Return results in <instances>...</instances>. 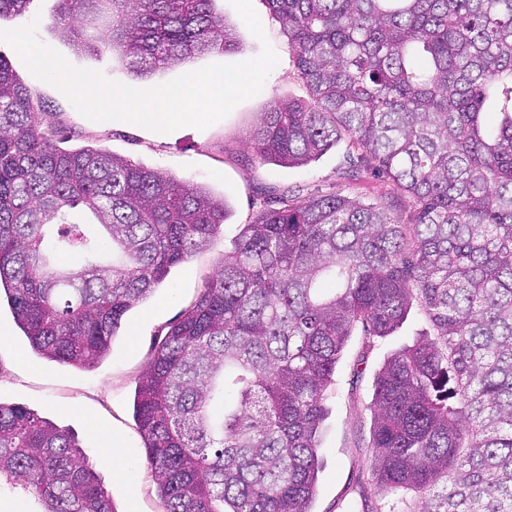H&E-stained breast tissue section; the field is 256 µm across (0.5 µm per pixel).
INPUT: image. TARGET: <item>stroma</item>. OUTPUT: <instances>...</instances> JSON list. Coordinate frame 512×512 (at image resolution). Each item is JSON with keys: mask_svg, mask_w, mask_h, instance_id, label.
I'll use <instances>...</instances> for the list:
<instances>
[{"mask_svg": "<svg viewBox=\"0 0 512 512\" xmlns=\"http://www.w3.org/2000/svg\"><path fill=\"white\" fill-rule=\"evenodd\" d=\"M264 35L256 37L229 0H214L213 8L235 34L237 47L225 53L197 56L191 67H172L147 76L130 72L125 61L98 49L101 30L85 28L86 48L72 46L48 27L58 0H32L27 12L7 22L13 30L36 23L38 39L77 68L102 72L110 80L150 89L210 64H231L257 57L270 44L278 57L256 96L237 105L212 126L182 127L160 133L121 120L95 122L85 118L58 87L35 77L20 56L0 41L5 59L30 90L35 107L63 148L95 145L137 164L177 179L199 183L222 194L229 215L208 248L173 268L154 295L131 310L113 341L112 353L91 370L41 358L33 353L16 327L8 307H0V400L20 403L58 425L68 427L95 461L103 485L110 489L118 512H165L151 480L145 450L133 418V394L139 376L162 342L168 327L197 300L205 280L220 268L225 250L242 225L279 198L302 200L345 191L368 203L397 205L401 194L390 180L374 175L360 150L349 139L305 166L283 167L260 161L251 148L252 136L270 104L279 99H303L304 84L297 76L294 50L267 0H252ZM429 319L412 308L401 327L365 348L353 334L336 368L327 405L329 415L320 438L321 470L313 512H375L380 497L366 493L373 450L370 446L374 377L387 356L417 339L434 335ZM109 428L122 445L128 466L115 474L97 459V427Z\"/></svg>", "mask_w": 512, "mask_h": 512, "instance_id": "stroma-1", "label": "stroma"}]
</instances>
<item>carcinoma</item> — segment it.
<instances>
[{
    "mask_svg": "<svg viewBox=\"0 0 512 512\" xmlns=\"http://www.w3.org/2000/svg\"><path fill=\"white\" fill-rule=\"evenodd\" d=\"M31 0H0V23ZM214 0H60L50 28L143 75L235 46ZM308 99L278 100L260 160L342 136L408 214L342 192L243 226L165 334L133 401L166 512H312L336 366L414 304L436 334L374 379L371 485L385 512H512V0H267ZM0 58V302L42 358L90 368L223 198L103 149L63 150ZM39 512H117L68 428L0 401V483Z\"/></svg>",
    "mask_w": 512,
    "mask_h": 512,
    "instance_id": "cac0c4a2",
    "label": "carcinoma"
}]
</instances>
